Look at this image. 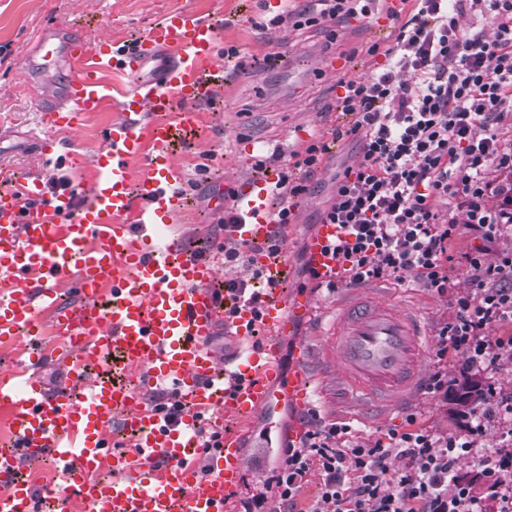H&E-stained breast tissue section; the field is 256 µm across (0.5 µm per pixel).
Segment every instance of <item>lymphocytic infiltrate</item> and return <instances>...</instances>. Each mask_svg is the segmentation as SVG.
Instances as JSON below:
<instances>
[{
    "label": "lymphocytic infiltrate",
    "instance_id": "1",
    "mask_svg": "<svg viewBox=\"0 0 512 512\" xmlns=\"http://www.w3.org/2000/svg\"><path fill=\"white\" fill-rule=\"evenodd\" d=\"M374 0H288L271 24L294 30L372 13ZM490 17L493 36L463 29V15ZM393 44L369 45L368 77L340 81L337 102L348 121L336 141L360 143L358 161L336 180L321 221L338 228L332 242L341 267L337 282L366 285L412 278L449 303L454 315L435 327L433 369L425 392L447 403L453 376H473L512 363V253L495 254L512 229V137L498 128L512 115V0H400L386 7ZM329 146L311 139L289 155L273 151L274 221L293 223L299 200ZM476 240L465 253L472 287L455 289L452 246L461 234ZM273 238L250 244L225 237L213 247L231 272L224 289L260 316L263 300L250 290L260 279L256 255L279 253ZM505 425V443L479 442L489 426ZM479 468L460 474L462 458ZM321 476L310 503L300 494L311 471ZM512 512V395L483 389L462 435L435 432L408 414L385 438L352 440L349 425L323 424L311 412L299 442L279 450V462L243 512Z\"/></svg>",
    "mask_w": 512,
    "mask_h": 512
}]
</instances>
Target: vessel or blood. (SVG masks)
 Here are the masks:
<instances>
[{
    "instance_id": "b4317fda",
    "label": "vessel or blood",
    "mask_w": 512,
    "mask_h": 512,
    "mask_svg": "<svg viewBox=\"0 0 512 512\" xmlns=\"http://www.w3.org/2000/svg\"><path fill=\"white\" fill-rule=\"evenodd\" d=\"M217 40L214 25L177 11L131 49H113L108 41L92 46L51 29L38 43L67 76L63 96L43 102L42 123L71 128L81 113L101 111L111 99L106 71L131 75L136 85L123 98L121 120L105 132L99 179L83 202L68 189L45 191L38 179L18 196L10 188L12 167L0 164V283L10 285L0 301V338L36 335L39 309H58L56 327L72 348L68 379L86 385L77 397L69 391L51 395L36 377L0 372V407L12 412L13 434L10 450H0V478L8 483L0 512H32L29 487L17 475L23 455L48 454L65 465L66 486L52 500L61 507L67 495H76L83 512H224L243 482L245 458L236 432H225L214 454L217 471L199 481L192 461L201 442L192 415L169 423L147 407L141 391L162 384L210 410L214 420H250L273 400L279 339L293 316L308 308L307 300L280 297L287 261L258 256L270 286L262 315L239 309L233 326L239 337L264 328L266 340L216 359L207 348L221 313L214 264L184 258L179 241L163 240L152 222L156 211L173 203L181 178L170 146L179 132L196 127L197 104L215 90ZM150 112H171L175 120L144 125ZM141 156L148 159L147 171L136 184L127 163ZM277 179L265 175L239 193L233 237L262 243L287 236L288 225L274 223L269 207ZM27 199L32 207H24ZM336 234V225H322L310 243L309 262L320 273L340 270L330 247ZM67 281L80 302L63 311L58 287ZM425 345L414 315L355 293L343 301L336 330L325 341L338 394L371 410L398 408L422 393ZM313 365L308 353H300L288 378V397L303 410L311 405ZM119 367L141 369V384L113 381ZM227 373L240 376L235 389H225ZM116 423L140 448L138 459L113 451ZM107 467L111 477L100 479Z\"/></svg>"
}]
</instances>
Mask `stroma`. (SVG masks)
<instances>
[{
    "mask_svg": "<svg viewBox=\"0 0 512 512\" xmlns=\"http://www.w3.org/2000/svg\"><path fill=\"white\" fill-rule=\"evenodd\" d=\"M186 10L213 23L220 45H237L249 59L245 73L225 77L219 83L212 104L198 106L197 128L175 146L174 161L182 179L192 178L195 164L209 170L198 190L185 195L182 203L167 214L168 233L180 241L188 253L210 250L220 230L218 210L226 192H241L247 178L259 175L258 159L279 148L302 147L310 137L328 134L343 117L337 112L336 86L339 80L364 75L370 62L359 48L390 40L394 27L380 14L339 24L326 22L318 29L281 30L279 40L267 43L261 24L281 12L279 0H0V161L11 164L20 180L34 172L44 177L67 178L77 191L92 186L97 177L96 160L106 149L103 134L116 121V103L133 84L130 76L118 72L105 75L112 88L113 107L82 115L74 129L65 131L39 127L40 103L31 97L28 83L41 85L45 98H55L63 83L62 72L50 69L37 51L43 31L64 28L81 36L88 44L108 40L116 46L130 44L145 36L167 13ZM271 53L284 59L274 68H264ZM54 141L50 159L35 154L30 132ZM359 146L348 140L337 143L326 167L313 179V189L300 202L299 217L291 227L283 248L292 270L291 296L312 301L311 315L295 321L280 345L281 356H293L299 345L322 352L323 339L314 333L315 318L331 323L336 316L339 290L317 288L303 273L307 243L316 231L318 214L336 189V177L357 159ZM387 295L415 311L427 328L452 317L453 310L426 290L394 280L386 284ZM42 333L29 338L0 341V370L28 369L50 393L66 386L63 360L69 348L58 335L52 315L41 314ZM36 347L43 359L28 365L25 348ZM333 378H326L323 393L311 400L322 421L350 425L359 439L385 436L402 429L408 412H416L421 423L436 431H458L465 419L447 413L420 395L411 411L395 410L386 416L347 404L336 407L329 393ZM276 398L270 410H260L241 432L242 452L259 458L262 471L247 477L243 492L261 488L277 461L276 447L296 431L304 413L289 402L283 386H275ZM270 436L273 451L258 455L256 446Z\"/></svg>",
    "mask_w": 512,
    "mask_h": 512,
    "instance_id": "obj_1",
    "label": "stroma"
}]
</instances>
